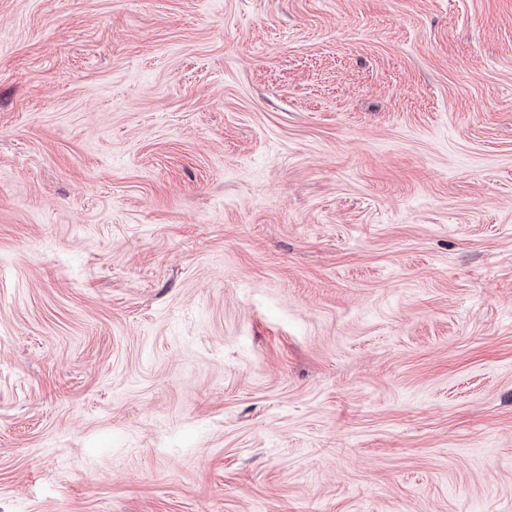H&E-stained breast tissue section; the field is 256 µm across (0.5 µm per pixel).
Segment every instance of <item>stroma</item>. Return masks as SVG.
Instances as JSON below:
<instances>
[{"label": "stroma", "instance_id": "1", "mask_svg": "<svg viewBox=\"0 0 512 512\" xmlns=\"http://www.w3.org/2000/svg\"><path fill=\"white\" fill-rule=\"evenodd\" d=\"M0 512H512V0H0Z\"/></svg>", "mask_w": 512, "mask_h": 512}]
</instances>
